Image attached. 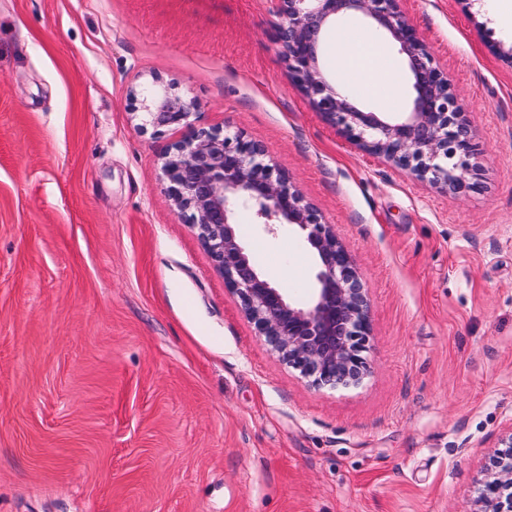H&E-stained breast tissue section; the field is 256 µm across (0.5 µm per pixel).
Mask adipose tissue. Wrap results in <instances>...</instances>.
I'll return each mask as SVG.
<instances>
[{
  "instance_id": "obj_1",
  "label": "adipose tissue",
  "mask_w": 512,
  "mask_h": 512,
  "mask_svg": "<svg viewBox=\"0 0 512 512\" xmlns=\"http://www.w3.org/2000/svg\"><path fill=\"white\" fill-rule=\"evenodd\" d=\"M336 72L356 77L365 93L380 91L388 100L398 96L396 64L370 32L353 31L349 46L336 54Z\"/></svg>"
}]
</instances>
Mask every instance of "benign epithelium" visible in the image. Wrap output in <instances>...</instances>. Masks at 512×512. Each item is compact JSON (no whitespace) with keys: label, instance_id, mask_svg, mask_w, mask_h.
I'll list each match as a JSON object with an SVG mask.
<instances>
[{"label":"benign epithelium","instance_id":"7a95c632","mask_svg":"<svg viewBox=\"0 0 512 512\" xmlns=\"http://www.w3.org/2000/svg\"><path fill=\"white\" fill-rule=\"evenodd\" d=\"M276 2L277 40L293 80L349 143L452 194L472 188V160L481 148L448 74L433 64L400 0ZM354 15L384 31L402 55L410 111L378 112L356 88L338 90L328 79L321 49L325 33ZM132 96L141 127L163 133L190 126L195 102L159 86L158 79L132 90ZM163 171L172 205L197 230L225 288L270 349L315 387L360 382L369 369V302L353 257L303 194L267 163L265 147L239 131L198 130L170 145ZM241 214L267 235L294 233L314 257L306 302L294 300L257 265L240 233ZM499 447L477 512H512V432Z\"/></svg>","mask_w":512,"mask_h":512}]
</instances>
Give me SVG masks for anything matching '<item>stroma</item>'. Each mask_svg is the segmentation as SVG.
Returning <instances> with one entry per match:
<instances>
[{"label": "stroma", "instance_id": "35a3bbf8", "mask_svg": "<svg viewBox=\"0 0 512 512\" xmlns=\"http://www.w3.org/2000/svg\"><path fill=\"white\" fill-rule=\"evenodd\" d=\"M483 154L461 195L351 147L293 81L274 0H0V512H476L512 433V0H402ZM489 31L480 39L476 23ZM263 143L353 256L370 369L270 351L167 194L175 136ZM241 234L305 298L299 238ZM159 80L153 79L150 87L132 89L133 98L139 103L137 111L141 114L143 129L151 127L155 133L165 131L178 132L190 126L189 117L195 109V102L175 92L172 86L161 87Z\"/></svg>", "mask_w": 512, "mask_h": 512}]
</instances>
